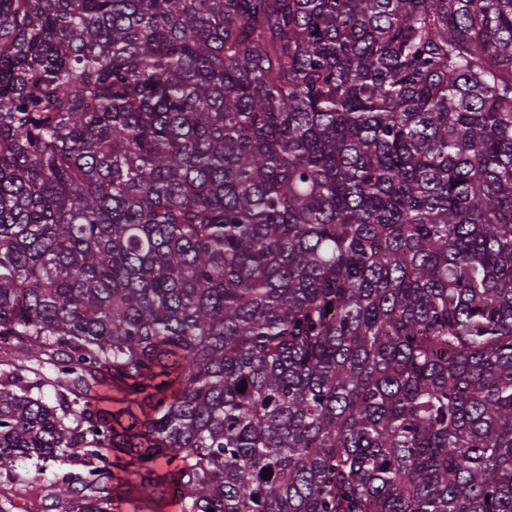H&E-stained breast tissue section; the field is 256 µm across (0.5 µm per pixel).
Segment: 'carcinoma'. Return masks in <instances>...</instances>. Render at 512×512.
<instances>
[{
	"instance_id": "obj_1",
	"label": "carcinoma",
	"mask_w": 512,
	"mask_h": 512,
	"mask_svg": "<svg viewBox=\"0 0 512 512\" xmlns=\"http://www.w3.org/2000/svg\"><path fill=\"white\" fill-rule=\"evenodd\" d=\"M23 459L59 512H512V0H0ZM125 476L129 479L130 488L133 490L132 486L137 482L136 476L129 474ZM128 499V502L121 503L119 505L120 509H115L114 512H179L177 506L167 505L165 502L147 503L139 501L134 490Z\"/></svg>"
}]
</instances>
